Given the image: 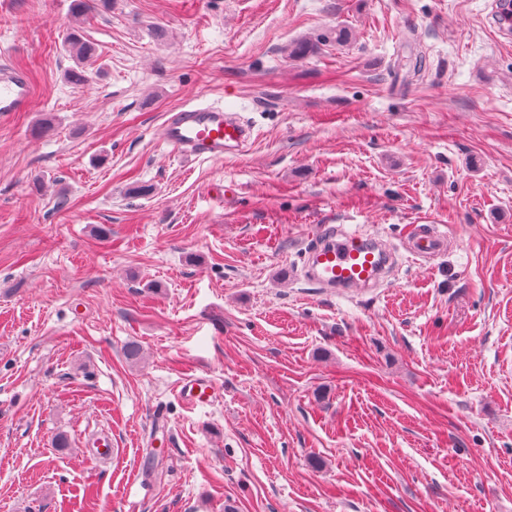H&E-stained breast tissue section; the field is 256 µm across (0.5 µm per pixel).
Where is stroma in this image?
I'll list each match as a JSON object with an SVG mask.
<instances>
[{
  "label": "stroma",
  "mask_w": 512,
  "mask_h": 512,
  "mask_svg": "<svg viewBox=\"0 0 512 512\" xmlns=\"http://www.w3.org/2000/svg\"><path fill=\"white\" fill-rule=\"evenodd\" d=\"M486 3L113 0L75 86L71 0H0L35 91L0 116V512H512V42ZM199 101L251 143H158ZM324 224L393 273L287 281ZM417 224L447 250L414 254ZM349 32L340 26H336V29H328L325 32L318 35L315 39H305L300 41L292 50L291 54L297 56H308L318 53L321 50V46H327L331 43L340 45L345 43L349 39ZM69 53L76 63V67L68 70L67 81L73 85H82L88 78L89 68L98 60L99 54L95 45L84 40L78 30L72 29L66 39ZM159 137L178 156L221 162L226 154L240 152L249 144L252 128L239 112L198 102L170 112L161 125ZM182 392L184 400L190 406L207 403L216 395L214 385L199 376H191L186 379Z\"/></svg>",
  "instance_id": "obj_1"
}]
</instances>
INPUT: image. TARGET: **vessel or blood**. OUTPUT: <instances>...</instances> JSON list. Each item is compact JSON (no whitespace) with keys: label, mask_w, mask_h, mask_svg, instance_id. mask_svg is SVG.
<instances>
[{"label":"vessel or blood","mask_w":512,"mask_h":512,"mask_svg":"<svg viewBox=\"0 0 512 512\" xmlns=\"http://www.w3.org/2000/svg\"><path fill=\"white\" fill-rule=\"evenodd\" d=\"M34 87L29 75L8 63H0V114L26 112L31 108ZM159 137L178 156L194 161H223L226 154L242 151L250 142L252 128L237 112L207 102L183 105L170 112ZM411 250L430 259L442 254L448 240L419 225L409 242ZM385 268L376 257V247L359 231L326 224L307 255L303 276L318 287L346 292L376 284ZM183 398L188 405L204 404L216 389L207 379H186Z\"/></svg>","instance_id":"vessel-or-blood-1"}]
</instances>
